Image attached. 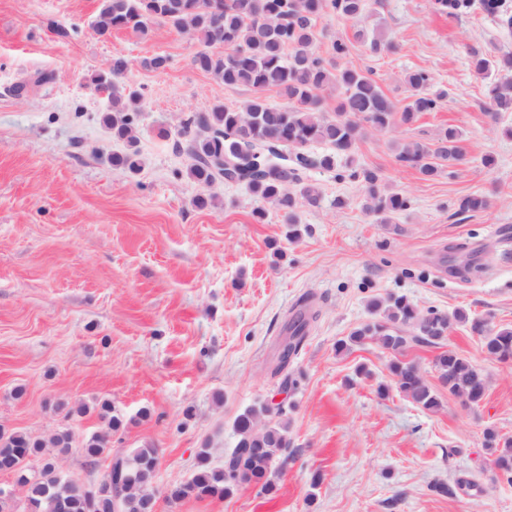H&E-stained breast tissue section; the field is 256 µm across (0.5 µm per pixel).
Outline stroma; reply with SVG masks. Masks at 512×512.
I'll use <instances>...</instances> for the list:
<instances>
[{
    "instance_id": "35a3bbf8",
    "label": "stroma",
    "mask_w": 512,
    "mask_h": 512,
    "mask_svg": "<svg viewBox=\"0 0 512 512\" xmlns=\"http://www.w3.org/2000/svg\"><path fill=\"white\" fill-rule=\"evenodd\" d=\"M370 2L367 26L384 28L393 50L370 54L330 14L315 24L316 47L348 41L339 66L373 71L395 106L408 95L405 73L419 68L448 96L439 111L358 143V162L411 201L396 224L364 212L359 182L307 169L302 180L321 199L299 208L302 236L290 243L283 212L270 205L257 219L261 204L246 185L207 187L187 174L191 160L174 140L183 123L252 96L196 69V40L165 24L146 39L100 38L99 0H0L1 429L43 439L70 430L76 444L61 467L91 483L109 460L89 470L81 445L104 426L98 404L110 402L123 419L113 450L159 451L156 512H512V482L483 445L489 428L512 437V363L461 323L441 345H409L405 360L429 382L444 349L488 378L479 406L444 394L428 412L391 389L390 356L376 344L336 350L371 320L372 301L390 295L512 326V112L490 110L467 56L471 45L512 52V28L477 9L438 13L432 0ZM116 54L130 60L126 81L141 95L135 173L113 166L127 145L104 126L108 102L87 83ZM156 54L169 57L166 70L141 67ZM40 72L51 79L33 86ZM450 125L463 136L465 166L426 179L398 161L396 143L433 148ZM474 193L489 207L459 212ZM468 260L480 274L451 273ZM305 302L318 316L288 366L298 380L283 399L293 448L277 494L248 486L170 501L168 487L192 475L198 449L223 462L236 416L280 397L271 367ZM439 481L451 495L434 491Z\"/></svg>"
}]
</instances>
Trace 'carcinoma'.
<instances>
[{
    "label": "carcinoma",
    "mask_w": 512,
    "mask_h": 512,
    "mask_svg": "<svg viewBox=\"0 0 512 512\" xmlns=\"http://www.w3.org/2000/svg\"><path fill=\"white\" fill-rule=\"evenodd\" d=\"M438 11L448 15L467 13L475 0H435ZM483 12L512 25L503 0H480ZM369 12L367 0H100L93 27L102 37L124 31L140 39L148 38L161 22L188 33L201 49L192 64L226 86H247L253 95L238 108L215 104L192 116L179 131L177 145L186 150L192 163L189 174L203 185L215 181L244 182L260 201L273 204L288 221V240L300 235L297 209L319 202L320 191L301 181L307 168L336 169V179L363 183L364 211L378 224L393 223L394 215L406 211L405 195L383 191L377 172L357 163L358 141L364 127L387 132L397 124H410L426 112H436L448 96L445 91L430 92L432 77L424 69L405 76L410 90L399 109L386 96L373 72L341 67L336 59L345 55L348 45L337 39L331 55L315 47L314 23L323 14L351 23L354 37L372 54L392 48L376 33L363 26ZM474 71L512 72V53L492 55L481 46L468 47ZM130 62L122 55L112 57L103 70L89 76L95 90L103 92L109 105L103 123L112 136L123 139L128 150L112 155V165L135 172L139 169L135 118L140 97L128 90L125 78ZM274 90L283 104L268 103L265 93ZM336 92V107L327 112L322 92ZM491 110L512 112V81L498 80L488 86ZM324 142L332 152L309 155L302 149ZM459 130L450 126L442 131L439 145L432 150L419 141L399 146V161L417 169L424 177L436 175L443 166L468 163ZM483 195H467L459 200L461 212L487 209ZM376 317L339 341L337 351L353 343L375 342L393 355L389 371L396 389L423 410L441 406L439 392L412 361L402 359L412 343L438 345L456 322L469 326L481 337L487 351L501 362H512V327L490 325L483 317L462 310L453 314L422 311L408 297L389 296L373 303ZM310 317L297 312L286 324L289 351L294 353L305 339ZM435 368L448 394L470 405L486 395L484 373L456 351H442ZM283 405L268 403L237 415L233 428L237 436L234 450L215 466L209 449H200L191 478L168 490V499L188 497L202 500L223 499L245 486H258L273 495L278 491L276 463L288 462L292 447L288 419ZM122 422L116 415L108 429L92 433L82 448L87 465L94 467L107 451L112 434ZM72 444V434L63 430L45 443L19 432L0 429V471L9 470L26 486L24 512H90L79 485L59 465L61 455ZM484 445L494 456L493 464L504 476L512 477V440L495 430L484 434ZM159 464L156 448L116 452L103 477L110 480L108 496L95 512H149L147 502L155 497L153 479Z\"/></svg>",
    "instance_id": "cac0c4a2"
}]
</instances>
